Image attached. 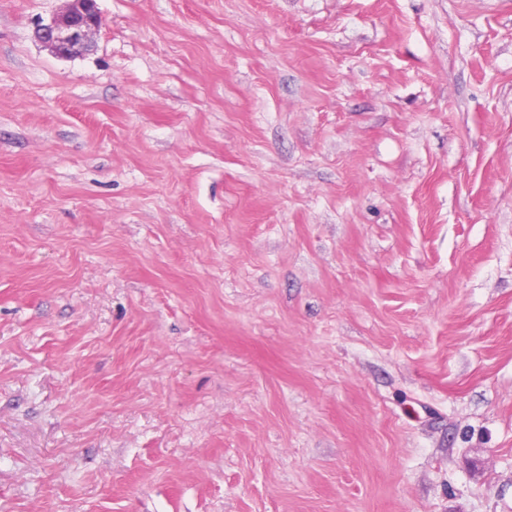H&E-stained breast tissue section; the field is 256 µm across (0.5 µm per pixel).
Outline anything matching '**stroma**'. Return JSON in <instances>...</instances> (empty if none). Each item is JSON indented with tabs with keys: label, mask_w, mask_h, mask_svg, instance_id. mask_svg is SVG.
<instances>
[{
	"label": "stroma",
	"mask_w": 512,
	"mask_h": 512,
	"mask_svg": "<svg viewBox=\"0 0 512 512\" xmlns=\"http://www.w3.org/2000/svg\"><path fill=\"white\" fill-rule=\"evenodd\" d=\"M0 0V512H512V0ZM63 11L48 23L39 24L38 42L61 58L82 56L94 46V36L103 24L97 0H65Z\"/></svg>",
	"instance_id": "35a3bbf8"
}]
</instances>
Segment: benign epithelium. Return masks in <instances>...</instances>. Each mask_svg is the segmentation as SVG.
Returning a JSON list of instances; mask_svg holds the SVG:
<instances>
[{
  "label": "benign epithelium",
  "mask_w": 512,
  "mask_h": 512,
  "mask_svg": "<svg viewBox=\"0 0 512 512\" xmlns=\"http://www.w3.org/2000/svg\"><path fill=\"white\" fill-rule=\"evenodd\" d=\"M63 11L39 24L38 42L61 58L82 56L94 46V36L103 24L97 0H66Z\"/></svg>",
  "instance_id": "1"
}]
</instances>
